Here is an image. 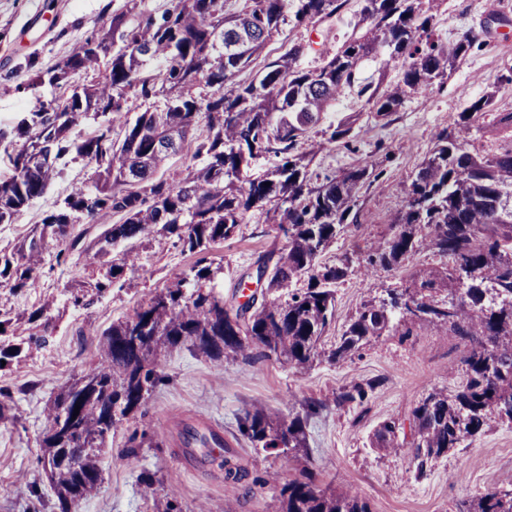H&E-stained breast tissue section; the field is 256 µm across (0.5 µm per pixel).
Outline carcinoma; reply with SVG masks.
Here are the masks:
<instances>
[{
	"label": "carcinoma",
	"instance_id": "obj_1",
	"mask_svg": "<svg viewBox=\"0 0 512 512\" xmlns=\"http://www.w3.org/2000/svg\"><path fill=\"white\" fill-rule=\"evenodd\" d=\"M347 2L246 0L239 12L227 15L224 0H177L160 16L135 22L131 10L115 11L108 27L31 78L34 85L66 92L65 98L41 100L12 125L0 127V144L12 146L11 173L0 178V224L15 223L45 193L59 162L73 153L95 166L97 178L95 190H72L11 252H0L1 288L32 287L42 255L52 249L58 261L75 254L102 262L105 273L88 284L102 295L135 268L132 251L112 254L117 242L142 241L158 226L188 251L202 252L234 238L253 210L265 211L275 230L288 229L285 245L257 260L268 290L307 278V288L283 303L234 310L210 287L215 271L200 260L105 329L103 361L58 390L39 441L43 459L54 463L51 482L59 512H72L97 486L107 410L121 421L140 409L163 380V349L187 345L216 361L230 353L249 359L257 349L266 359L298 366L318 355L334 313V288L352 272L353 261L343 256L320 265L317 258L348 223L360 188L380 174L366 164L334 176L313 175L303 150L308 130L321 123L341 89L358 83L360 62L381 49L402 61L401 77L390 88L363 84L359 94L386 119L402 106L407 91H428L484 45L483 32L474 28L449 44L435 39L424 0H363L355 34L321 66L299 68L302 49L296 45L276 59H260L286 21L288 5H294L300 25L331 17ZM109 46L112 56L98 52ZM154 60L158 68L147 69ZM91 70L100 71L97 80L71 85L72 75ZM247 70L254 77L237 80ZM130 90L145 100L162 98L164 108L122 121ZM90 114L111 119L85 139H73L74 127ZM201 115L205 129L196 136ZM117 121L125 126L120 140L112 137ZM473 127L512 132V112L494 111L493 94L487 93L470 100L452 128L439 130L407 187L406 210L394 221V232L366 246L361 261L366 272L393 270L414 253L433 251L448 258V301L434 299L432 290L441 283L429 273L411 290L427 319L396 307L390 293L379 304L364 306L328 355L338 363L394 327H405L407 336L408 326L423 321L467 343L462 389L452 395L434 390L413 410L417 439L411 447L420 471L493 420L512 422V140L490 157L473 154L460 142V134ZM35 150L44 160L31 164L27 158ZM174 156L189 161L186 174L172 180L159 176L161 165ZM261 157L274 158L273 168L247 175ZM114 214L121 222L87 242L86 232L72 234L80 215L95 223ZM373 387L344 391L336 404L361 402ZM398 429L392 418L382 422L377 444L392 443ZM84 433L91 436L86 446L70 445ZM240 433L256 448L288 458L307 454L299 416L248 411ZM147 442L153 443L147 434H131L129 464ZM66 451L78 455L80 469L57 462ZM278 512H369V506L357 492L322 485L307 472L304 480L288 483ZM462 512H512V481L464 503Z\"/></svg>",
	"mask_w": 512,
	"mask_h": 512
}]
</instances>
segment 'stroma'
<instances>
[{
  "label": "stroma",
  "mask_w": 512,
  "mask_h": 512,
  "mask_svg": "<svg viewBox=\"0 0 512 512\" xmlns=\"http://www.w3.org/2000/svg\"><path fill=\"white\" fill-rule=\"evenodd\" d=\"M127 2L0 0V125L11 124L39 99L50 98L49 89L27 86L30 67L55 63L76 42L95 35ZM424 2L433 16L434 34L442 42L476 28L483 30L486 44L449 71L442 85L407 96L390 120L377 117L356 88L346 87L327 119H353L349 137L328 143L320 129L310 131L314 173L335 175L372 161L382 171L381 178L359 194L357 223L342 229L321 254V262L356 256L359 248L388 235L405 209V188L432 147L435 133L452 125L470 99L491 92L496 111L512 112V83L503 80L512 74V40L502 36L512 27V0H498L494 17L485 14V0ZM360 4L361 0H349L340 14L283 25L268 43L267 53L276 57L300 44V66H317L351 34L350 23ZM94 181L93 165L69 161L16 223L0 224V250L11 251L44 211L74 187L93 189ZM284 244L265 212L256 210L235 238L212 245L201 255L163 235L137 244L135 270L83 307L72 305L71 293L99 277V265L59 262L48 255L39 265L34 287L18 293L0 288V318L15 324L14 336H0V345L28 343L20 362L0 368V391L12 396L9 417L0 420V512H56L39 450L45 409L59 386L100 363V334L105 328L130 316L155 289L171 285L200 258L217 267L214 283L226 305H243L249 292L259 303L276 299V292L258 286L256 261ZM446 267V260L421 251L396 271L367 273L355 268L336 286L334 317L323 336L322 356L304 367L232 356L215 362L185 346L163 350V384L113 431L100 457L101 480L80 501L77 512H277L283 488L307 471L322 482L357 490L371 512H458L461 502L512 481V423L491 422L480 435L425 466H418L413 456V409L432 390L455 391L465 378L466 344L447 329L418 324L411 335L387 332L339 363L324 357L365 305ZM43 307L50 308L55 323L47 344L36 346L32 340L41 330L28 316ZM363 384L370 387L363 404L336 406L339 391ZM311 398L322 403L312 414L305 407ZM255 409L288 418L302 416L307 456L290 460L244 439L239 419ZM390 418L400 425L397 445L378 447L375 431ZM195 421L221 425L224 455L197 441L191 427ZM135 431L153 436L156 444L139 449V466L133 470L124 453L127 438ZM229 466L235 476H226ZM20 478L27 483L21 498L15 493Z\"/></svg>",
  "instance_id": "35a3bbf8"
}]
</instances>
